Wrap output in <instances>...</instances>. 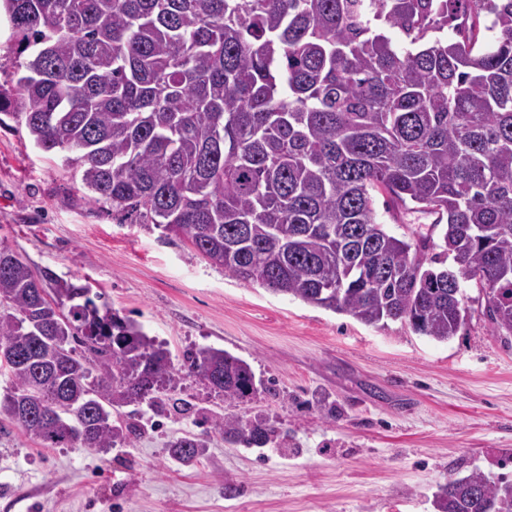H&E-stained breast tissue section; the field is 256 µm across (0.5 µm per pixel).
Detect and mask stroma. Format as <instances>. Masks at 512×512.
Returning a JSON list of instances; mask_svg holds the SVG:
<instances>
[{"mask_svg":"<svg viewBox=\"0 0 512 512\" xmlns=\"http://www.w3.org/2000/svg\"><path fill=\"white\" fill-rule=\"evenodd\" d=\"M25 59L0 15V92ZM60 151L0 126V248L91 285L143 324L174 364L213 346L247 361L262 389L229 404L198 378L195 410L127 406L131 443L98 455L43 448L0 419V512H434L439 484L473 470L512 480V336H495L468 284L470 319L437 342L399 321L364 325L233 277L185 237L89 202ZM268 417L262 448L225 441L214 417ZM206 446L188 465L169 440Z\"/></svg>","mask_w":512,"mask_h":512,"instance_id":"obj_1","label":"stroma"}]
</instances>
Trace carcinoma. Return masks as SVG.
I'll return each mask as SVG.
<instances>
[{"label": "carcinoma", "mask_w": 512, "mask_h": 512, "mask_svg": "<svg viewBox=\"0 0 512 512\" xmlns=\"http://www.w3.org/2000/svg\"><path fill=\"white\" fill-rule=\"evenodd\" d=\"M0 1L30 56L0 113L68 152L91 201L245 282L438 342L466 326L477 277L497 285L493 335H512V0ZM377 192L395 221L435 216L428 232L390 234ZM2 254L0 415L41 447L106 454L140 431L112 408L153 409L186 376L230 403L259 394L245 360L205 346L177 367L90 285ZM213 428L249 448L274 436L262 416ZM204 447L169 444L183 463ZM434 505L512 512V481L475 470Z\"/></svg>", "instance_id": "1"}]
</instances>
